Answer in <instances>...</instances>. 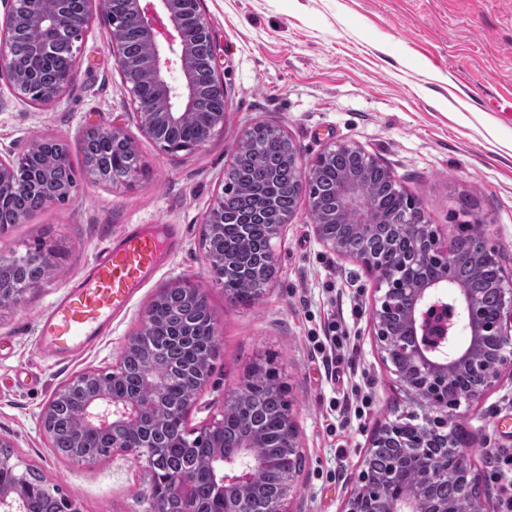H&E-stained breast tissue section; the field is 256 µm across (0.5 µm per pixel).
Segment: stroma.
Listing matches in <instances>:
<instances>
[{
  "label": "stroma",
  "mask_w": 512,
  "mask_h": 512,
  "mask_svg": "<svg viewBox=\"0 0 512 512\" xmlns=\"http://www.w3.org/2000/svg\"><path fill=\"white\" fill-rule=\"evenodd\" d=\"M226 90V117L202 149L171 155L145 137L129 89L94 16L78 43L73 85L58 101L22 99L0 76V150L38 137L64 140L76 174L68 201L0 235V260L37 246L54 269L19 302L0 303V437L21 468L59 489L81 512H142L149 476L121 452L92 466L55 454L39 416L55 391L90 369L110 371L157 292L183 279L205 295L220 339L208 382L186 428L199 434L224 416L225 395L252 369L273 367L291 402L304 465L287 512H341L373 433L419 413L382 363L369 330L377 276L329 252L299 201L274 239L277 273L250 307L230 301L204 256L206 212L244 134L276 127L304 161L353 142L389 168L427 223L451 242L461 224L483 226L512 272V0H204ZM121 128L138 172L105 181L86 166L91 126ZM164 226V255L106 333L74 357L43 358L42 314L112 243L135 226ZM346 339L327 365L317 348L332 322ZM464 436L491 512L512 495V383L452 418Z\"/></svg>",
  "instance_id": "stroma-1"
}]
</instances>
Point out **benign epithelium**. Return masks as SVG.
Returning <instances> with one entry per match:
<instances>
[{
    "instance_id": "1",
    "label": "benign epithelium",
    "mask_w": 512,
    "mask_h": 512,
    "mask_svg": "<svg viewBox=\"0 0 512 512\" xmlns=\"http://www.w3.org/2000/svg\"><path fill=\"white\" fill-rule=\"evenodd\" d=\"M6 7L0 25V75L7 76L22 96L35 97L43 103L54 102L67 91L75 79V70L57 84L40 85L43 60L50 54L58 37L85 31L92 20V0H81L82 7H71L72 0H0ZM99 11L106 19L110 40L108 51L115 66L129 84L130 105L141 132L175 154L203 148L216 131L223 129L225 112L212 113L210 125L203 128L191 143H177L169 131L193 116L200 100L207 98L225 103L224 81L218 73V61L211 27L202 10V0H127L121 19L111 17V0H98ZM37 27L41 37L26 60L14 53L17 35ZM127 28L142 30L151 46L144 57L129 54L123 33ZM205 41L210 55L205 69L197 67L191 38ZM148 77L154 86L151 96L143 95L139 80ZM86 133L119 144L136 156L133 143L117 128H90ZM338 151L364 152L353 143H338L323 151L311 162H303L295 151L299 177L295 184L298 197L313 207L317 199V168ZM70 159L67 144L54 137L38 138L19 150L0 154V206L16 195L39 193L42 206L69 199L74 180L58 178V170ZM337 205L313 224L314 234L327 250L346 255L342 241L347 235L370 239L377 228L396 230L406 223L412 226L411 253L394 248L377 253L366 245L351 255L356 262L377 274L383 294L374 300L370 313V336L395 382L412 395H421L425 410L422 423L404 447L421 460L414 478H402L401 467L375 478L363 469L348 497L344 512H362L365 501L375 503V512H487L478 490V479L468 463L465 443L452 424L454 412L465 404L471 406L500 387L505 377L512 378V275L499 266L498 249L488 231L473 226L462 231L451 246L442 243L437 225L428 224L413 197L407 198L402 216L393 220L377 215L374 199L364 191L360 174L347 176L337 187ZM224 223V197L217 198L204 217L206 229L212 231ZM462 265L497 267L495 285L500 297L496 313H485L480 292L456 279L454 271ZM186 290L191 297L205 300L198 288L175 280L159 290L145 307L141 327L126 340L119 359L112 366V377L123 373V360L141 356L137 387L124 395L112 393L110 385L99 379L98 372L85 371L71 385L86 388L83 407L72 413L75 435L82 438L96 434L112 447L128 454L140 448L156 446L162 412L177 418L189 413L197 396L206 386L209 371L202 369L187 377L182 368L170 363L168 348L150 332L154 308L170 291ZM468 336L464 344L456 341L457 333ZM174 381L187 385L190 394L176 404L165 398ZM68 387L57 390L39 417L40 429L52 436L59 404ZM281 401L283 428L272 441L261 436L238 443L233 449H213L205 477L224 512H256L250 495L252 472L267 467L273 460L263 455L264 448H281L280 463L285 467L283 481L264 500L261 512H286L284 504L295 487L298 470L294 456L300 454L301 436L292 414V404L277 386ZM404 422L398 417L372 435L369 447L378 448L402 433ZM199 478L194 473L174 476L162 486L150 482L141 495L144 512H166L169 497L179 498L185 512H201L197 498ZM448 483L454 491V507L433 494L438 483ZM27 485H5L0 479V512H27Z\"/></svg>"
}]
</instances>
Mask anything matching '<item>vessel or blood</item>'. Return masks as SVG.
Returning <instances> with one entry per match:
<instances>
[{
  "label": "vessel or blood",
  "mask_w": 512,
  "mask_h": 512,
  "mask_svg": "<svg viewBox=\"0 0 512 512\" xmlns=\"http://www.w3.org/2000/svg\"><path fill=\"white\" fill-rule=\"evenodd\" d=\"M158 252L156 238L136 228L104 251L48 309L41 326L42 355L62 359L95 342L109 326L113 310L126 304L155 266Z\"/></svg>",
  "instance_id": "vessel-or-blood-1"
}]
</instances>
